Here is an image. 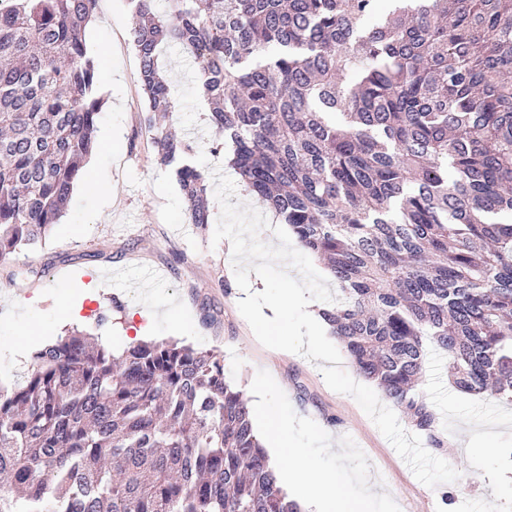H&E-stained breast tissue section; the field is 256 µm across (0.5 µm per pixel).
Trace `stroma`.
<instances>
[{
  "label": "stroma",
  "mask_w": 512,
  "mask_h": 512,
  "mask_svg": "<svg viewBox=\"0 0 512 512\" xmlns=\"http://www.w3.org/2000/svg\"><path fill=\"white\" fill-rule=\"evenodd\" d=\"M94 18L84 38L107 56L99 74L104 106L98 146L46 238L0 266V295L11 296L10 306L0 305V385L12 386L26 375L10 366L11 351L31 354L39 349L40 333L52 341L64 334L53 328L50 313L35 315L38 296L82 301L87 331L103 337L116 355L134 334L129 311L150 298L175 314L155 319V340L220 354L225 379L249 400H265L288 415L295 442L335 472L342 491L356 497L369 484L379 485L370 512H512V496L498 492L500 481L512 478V434L495 438L489 453L474 455L464 446L463 427L474 423L472 434L483 437L482 422H512V405L454 389L446 355L430 352L418 387L445 439L437 449L356 373L335 338L323 339L336 359L330 373L313 352L307 326L299 327L284 351L255 337L243 307L255 277L274 292L305 289L322 306L336 298L334 281L292 233L281 231V218L244 191L223 154L212 153L195 68L186 51L171 46L163 60L176 108L166 124L193 144L190 160L210 185L211 222L203 230L192 223L173 171L157 162L152 135L140 123L145 102L128 0H99ZM237 241L257 255L277 247L280 257L261 271L243 266L228 278L227 246ZM93 281L100 284L98 301L82 300Z\"/></svg>",
  "instance_id": "stroma-1"
}]
</instances>
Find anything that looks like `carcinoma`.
<instances>
[{
	"label": "carcinoma",
	"mask_w": 512,
	"mask_h": 512,
	"mask_svg": "<svg viewBox=\"0 0 512 512\" xmlns=\"http://www.w3.org/2000/svg\"><path fill=\"white\" fill-rule=\"evenodd\" d=\"M129 0L158 161L210 224L161 49L197 62L213 150L322 259L356 370L444 444L414 392L426 347L454 386L512 402V0ZM97 0H0V261L66 209L103 98ZM0 512H301L211 351L75 332L0 387Z\"/></svg>",
	"instance_id": "obj_1"
}]
</instances>
